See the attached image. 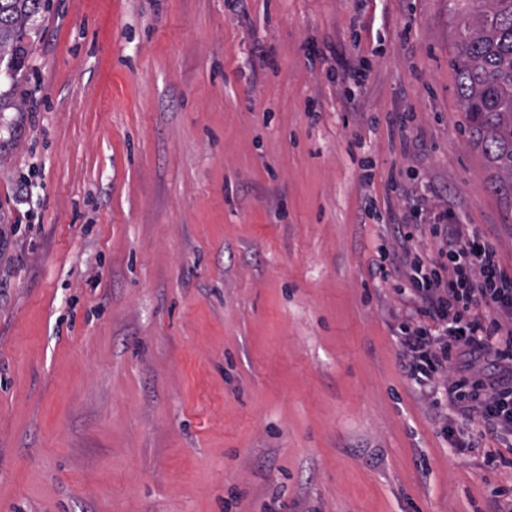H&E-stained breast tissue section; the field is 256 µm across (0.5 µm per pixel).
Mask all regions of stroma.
I'll list each match as a JSON object with an SVG mask.
<instances>
[{"instance_id": "1", "label": "stroma", "mask_w": 512, "mask_h": 512, "mask_svg": "<svg viewBox=\"0 0 512 512\" xmlns=\"http://www.w3.org/2000/svg\"><path fill=\"white\" fill-rule=\"evenodd\" d=\"M458 25L448 0H49L0 70V512L512 493L504 446L455 447L418 397L397 281L369 272L418 204L512 270Z\"/></svg>"}]
</instances>
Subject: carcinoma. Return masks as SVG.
<instances>
[{"instance_id": "obj_1", "label": "carcinoma", "mask_w": 512, "mask_h": 512, "mask_svg": "<svg viewBox=\"0 0 512 512\" xmlns=\"http://www.w3.org/2000/svg\"><path fill=\"white\" fill-rule=\"evenodd\" d=\"M45 0H0V60L20 71L28 22ZM461 21L452 67L469 137L494 169L493 185L512 191V0H448Z\"/></svg>"}]
</instances>
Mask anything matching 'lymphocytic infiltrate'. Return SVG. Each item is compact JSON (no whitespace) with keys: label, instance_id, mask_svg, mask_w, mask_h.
<instances>
[{"label":"lymphocytic infiltrate","instance_id":"1","mask_svg":"<svg viewBox=\"0 0 512 512\" xmlns=\"http://www.w3.org/2000/svg\"><path fill=\"white\" fill-rule=\"evenodd\" d=\"M428 230L434 255L396 250L371 268L374 278L404 280L403 371L420 397L476 421L468 447L489 436L511 448L512 274L489 240L445 215Z\"/></svg>","mask_w":512,"mask_h":512}]
</instances>
